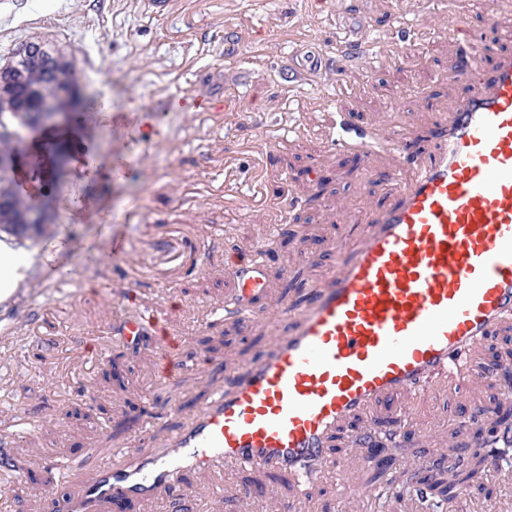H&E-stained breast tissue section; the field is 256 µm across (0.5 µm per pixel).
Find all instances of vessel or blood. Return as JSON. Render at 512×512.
<instances>
[{
    "label": "vessel or blood",
    "instance_id": "1",
    "mask_svg": "<svg viewBox=\"0 0 512 512\" xmlns=\"http://www.w3.org/2000/svg\"><path fill=\"white\" fill-rule=\"evenodd\" d=\"M468 93L451 109L429 159L405 157L413 178L374 212L331 283L312 289L288 332L229 389L217 393L167 447L98 468L80 512L103 503L171 496L189 471L239 466L285 471L301 484L324 478L326 442L339 424L388 396L417 394L438 373L467 365L470 349L512 316V53L490 73L465 67ZM334 146L367 154L384 135L336 117ZM233 311L265 286L253 259H230ZM116 334L154 336L157 370L171 375L179 339L153 310L122 317Z\"/></svg>",
    "mask_w": 512,
    "mask_h": 512
}]
</instances>
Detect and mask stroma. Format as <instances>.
<instances>
[{
	"instance_id": "stroma-1",
	"label": "stroma",
	"mask_w": 512,
	"mask_h": 512,
	"mask_svg": "<svg viewBox=\"0 0 512 512\" xmlns=\"http://www.w3.org/2000/svg\"><path fill=\"white\" fill-rule=\"evenodd\" d=\"M143 2L0 0V65L27 39L49 37L74 59L85 100L69 122L63 189L51 182L54 157L18 162L37 201L52 205L51 234L70 248L46 269L48 240H21L34 263L0 303V453L23 465L0 490V512H62L92 475L81 461L101 464L120 448L151 455L287 330L280 309L329 283L337 254L357 249L372 212L392 203L387 174L410 175L394 150L333 148L337 113L428 156L466 88L453 29L473 32L481 70L512 51L500 37L512 0H172L162 19ZM229 31L239 43L231 58ZM297 38L333 61L321 88L288 80ZM119 237L125 254L89 262ZM231 249L257 254L268 280L250 313L232 318ZM130 291L181 338L171 379L156 375L152 339L129 347L113 334L114 318L135 311ZM506 336L512 321L477 346L465 387L439 376L417 399L397 394L373 419L344 422L330 443L342 477L301 489L285 473L245 470L234 483L256 490L261 512L290 502L299 512H512V446L448 498L407 481L437 453L473 445L461 415L506 398L483 368ZM397 412L408 430L384 450L387 467L365 465L347 434L383 433ZM185 482L184 512H245L223 480L191 471Z\"/></svg>"
}]
</instances>
